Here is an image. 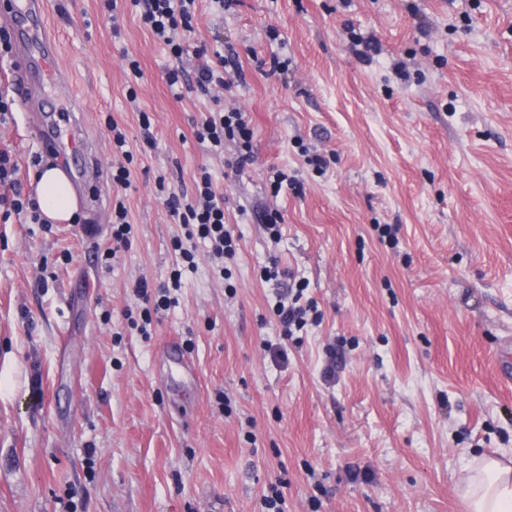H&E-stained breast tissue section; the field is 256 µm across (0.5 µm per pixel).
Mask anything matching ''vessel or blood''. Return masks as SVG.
Wrapping results in <instances>:
<instances>
[{
  "label": "vessel or blood",
  "mask_w": 512,
  "mask_h": 512,
  "mask_svg": "<svg viewBox=\"0 0 512 512\" xmlns=\"http://www.w3.org/2000/svg\"><path fill=\"white\" fill-rule=\"evenodd\" d=\"M11 41L21 49V56L12 64L14 92L21 110H28L30 100L38 87L39 78L48 76L63 91L74 114L76 127H83L84 112L77 99L67 72L57 68L58 50L47 35L41 16L44 12L42 0H13L11 4ZM46 137L43 144L58 154H68L76 160L71 167L74 187L82 202L97 207L98 199L89 181L85 178L86 167L79 164V157L92 152L93 145L83 138H62L53 120L45 122Z\"/></svg>",
  "instance_id": "1"
}]
</instances>
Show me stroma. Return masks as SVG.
Instances as JSON below:
<instances>
[{
  "label": "stroma",
  "instance_id": "obj_1",
  "mask_svg": "<svg viewBox=\"0 0 512 512\" xmlns=\"http://www.w3.org/2000/svg\"><path fill=\"white\" fill-rule=\"evenodd\" d=\"M44 2L101 207L0 223V512H266L274 491L283 512H466L467 466L512 465L497 370L512 344V0H198L191 44L243 74L217 102L174 97L175 61L128 0L111 17L102 0ZM361 38L380 53L358 58ZM222 109L254 131L239 171L234 142L217 157L193 133ZM14 117L0 149L31 191L34 154L66 160ZM114 123L133 154L124 189ZM203 167L236 257L219 277L196 245L141 335L134 285L168 282L186 237L164 199L193 194ZM118 195L132 234L109 260ZM291 286L319 319L286 336L274 306Z\"/></svg>",
  "mask_w": 512,
  "mask_h": 512
}]
</instances>
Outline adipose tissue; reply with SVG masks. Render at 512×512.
I'll return each instance as SVG.
<instances>
[{"mask_svg":"<svg viewBox=\"0 0 512 512\" xmlns=\"http://www.w3.org/2000/svg\"><path fill=\"white\" fill-rule=\"evenodd\" d=\"M36 198L42 215L53 223L73 221L77 196L64 169L47 165L37 175ZM467 512H512V467L492 457L474 461L463 481Z\"/></svg>","mask_w":512,"mask_h":512,"instance_id":"1","label":"adipose tissue"}]
</instances>
